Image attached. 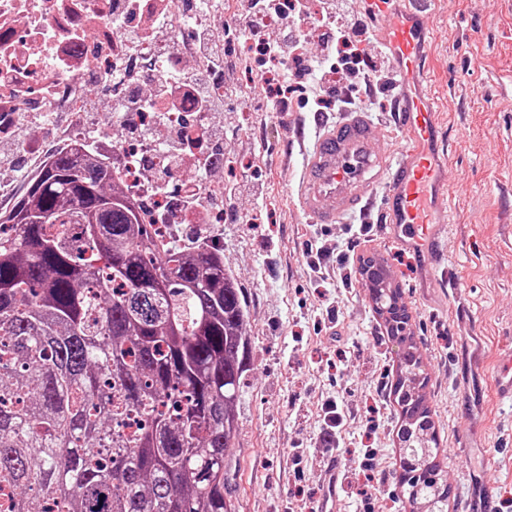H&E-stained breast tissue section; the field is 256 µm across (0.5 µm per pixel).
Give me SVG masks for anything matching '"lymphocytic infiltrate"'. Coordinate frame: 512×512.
Instances as JSON below:
<instances>
[{"label": "lymphocytic infiltrate", "mask_w": 512, "mask_h": 512, "mask_svg": "<svg viewBox=\"0 0 512 512\" xmlns=\"http://www.w3.org/2000/svg\"><path fill=\"white\" fill-rule=\"evenodd\" d=\"M270 21L277 26L279 36L264 40L261 52L280 71L259 72L265 86L288 91L316 89L314 103L318 111L340 112L355 104L360 91L373 94L391 88L396 81L387 50L368 56L361 46L368 34L367 26L347 14L337 0H288L284 5L279 0H240L232 24L224 32H212L200 41L197 51L207 61L204 70L192 76L167 73L154 97L144 98L133 92L112 105L118 117L133 109H154L160 101L169 106L164 160L146 169L157 190H166L169 177L178 169H194L201 177L210 174L215 165L211 150L224 139L225 108L222 99L210 94L209 87L216 80L230 77L235 68L229 42L248 46ZM311 42L318 45V55L308 54L306 46ZM187 102L206 113L208 121L203 128L175 116V109Z\"/></svg>", "instance_id": "f902f5d3"}]
</instances>
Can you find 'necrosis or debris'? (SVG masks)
Instances as JSON below:
<instances>
[{
  "mask_svg": "<svg viewBox=\"0 0 512 512\" xmlns=\"http://www.w3.org/2000/svg\"><path fill=\"white\" fill-rule=\"evenodd\" d=\"M130 12L124 0H0V138L19 137L23 128L44 133L61 144L81 139L97 147L89 135L88 115L108 111L93 95L106 85L113 91L138 86L150 97L164 70L191 74L204 63L188 49L165 65L148 55H129L126 37L137 30L149 42V16L168 8L174 27L205 29L207 15H192L183 0H137ZM131 199L142 205L153 224H191L170 196L155 194L139 167L124 166Z\"/></svg>",
  "mask_w": 512,
  "mask_h": 512,
  "instance_id": "4bbe7bcc",
  "label": "necrosis or debris"
}]
</instances>
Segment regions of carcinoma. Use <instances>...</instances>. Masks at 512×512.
Instances as JSON below:
<instances>
[{"label":"carcinoma","mask_w":512,"mask_h":512,"mask_svg":"<svg viewBox=\"0 0 512 512\" xmlns=\"http://www.w3.org/2000/svg\"><path fill=\"white\" fill-rule=\"evenodd\" d=\"M246 326L222 250L160 234L87 145L51 153L0 210V512H237ZM397 367L424 465L400 495L448 512L414 337Z\"/></svg>","instance_id":"1"}]
</instances>
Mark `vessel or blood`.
I'll return each instance as SVG.
<instances>
[{"label": "vessel or blood", "mask_w": 512, "mask_h": 512, "mask_svg": "<svg viewBox=\"0 0 512 512\" xmlns=\"http://www.w3.org/2000/svg\"><path fill=\"white\" fill-rule=\"evenodd\" d=\"M370 14L384 15L381 41L387 48L397 80L392 94L403 135L388 150L370 136V113L347 112L341 121H320L304 155L296 187L301 214L310 224H334L345 216H361L381 202L384 230L402 249L420 261L423 282L439 289L451 243L444 168L438 162L440 114L423 64L426 54L427 8L414 0H364ZM341 462L329 457L323 471L325 493L320 512H337Z\"/></svg>", "instance_id": "1"}]
</instances>
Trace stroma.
<instances>
[{
  "label": "stroma",
  "mask_w": 512,
  "mask_h": 512,
  "mask_svg": "<svg viewBox=\"0 0 512 512\" xmlns=\"http://www.w3.org/2000/svg\"><path fill=\"white\" fill-rule=\"evenodd\" d=\"M426 67L448 145L449 263L458 275L434 304L419 261L387 238L378 221L320 227L295 208L303 151L316 131L304 101L255 112L265 96L239 50L240 110L224 130L217 181L235 188L224 221L203 232L224 252L244 299L249 370L239 407V446L230 476L237 512H310L323 493L330 451L319 433L330 409L345 474L339 512H412L396 497L399 408L395 347L359 275L373 257L402 291L428 381L448 512H468L473 485L491 490L496 512H512V401L495 379L512 359V0H433ZM38 153L20 150L17 170L0 171V208L23 194ZM372 456L384 481L370 501L358 494Z\"/></svg>",
  "instance_id": "stroma-1"
}]
</instances>
